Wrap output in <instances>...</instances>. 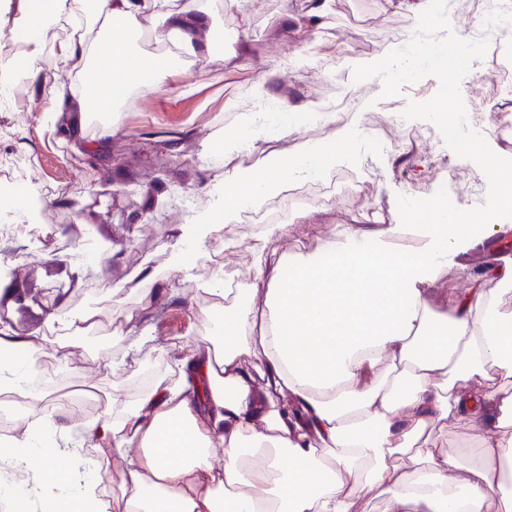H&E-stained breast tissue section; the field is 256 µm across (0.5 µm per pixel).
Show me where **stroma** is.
Instances as JSON below:
<instances>
[{
	"instance_id": "obj_1",
	"label": "stroma",
	"mask_w": 512,
	"mask_h": 512,
	"mask_svg": "<svg viewBox=\"0 0 512 512\" xmlns=\"http://www.w3.org/2000/svg\"><path fill=\"white\" fill-rule=\"evenodd\" d=\"M315 0H202L212 26L198 33L215 55H188L179 72L160 87L133 89L117 112L111 137L98 134L86 120L78 134L49 132L44 113L60 93V65L46 53L34 85L20 95L0 96V158L14 160L11 178L0 190L25 187L42 192L44 213L31 235L0 236V299L17 333L51 318L86 309L98 312L94 335L81 336L68 363L46 350L38 388L61 399L57 377L74 375L76 385L136 399L150 377L169 369L168 355L187 337L206 335L198 315L210 304L205 287L214 267L247 276L251 246L268 224L286 225L288 235L272 240L278 251L314 247L339 224H403L410 203L437 197L441 179L456 173L462 196L487 190L476 152L442 139L434 111L454 104L460 112L486 117L487 148L512 153V103L501 101L492 73L512 69V51L496 47L491 33L469 20L454 0H434L448 26L430 31L424 43L442 56L457 51L460 28L470 30L471 60L454 78L434 64L411 80L365 82L355 63L398 51L397 34L415 30L419 19L391 0H333L320 26L309 23ZM247 33L245 44L225 35ZM354 99L352 122L391 133L395 148L373 155L365 141L337 160L351 174L369 177L352 193L332 189L323 202L281 206L268 198V223L237 221L222 225L195 256L193 278L171 265L180 227L210 207L225 172L250 167L262 155L287 154L321 128L293 127L285 136L267 134L248 157L219 154L215 144L226 132L246 124L254 103L280 112L286 102L327 98ZM106 246L88 258L78 245L86 239ZM489 259L482 244L461 253L433 298L452 302L465 278ZM148 269L150 280L140 271ZM152 292L150 301L142 289ZM138 312L137 323L126 320ZM148 329L152 340L130 349V341ZM123 367L108 368L109 359ZM438 451L459 466L476 463L478 440L465 428L434 433Z\"/></svg>"
}]
</instances>
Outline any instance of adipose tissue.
I'll use <instances>...</instances> for the list:
<instances>
[{
    "label": "adipose tissue",
    "mask_w": 512,
    "mask_h": 512,
    "mask_svg": "<svg viewBox=\"0 0 512 512\" xmlns=\"http://www.w3.org/2000/svg\"><path fill=\"white\" fill-rule=\"evenodd\" d=\"M21 47L0 61V91L36 81L45 34L70 26L57 45L65 75L93 78L102 93L81 89L60 101L45 122L96 103L116 111L129 91L176 73L193 52V36L209 27L198 0H23ZM153 15L176 38L173 50L144 58L136 49L141 20ZM280 133L292 123L329 126L289 155H266L224 177L209 209L179 236L174 263L191 270L220 224L260 206L289 182L316 178L352 154L356 129L340 127L321 104L286 103ZM495 209L512 211V159L481 150ZM417 224H340L311 251L273 255L256 239L253 279L212 293L223 310L205 314L208 335L174 359L175 373L155 375L149 391L115 412L117 395L100 399L81 433L36 418L12 454L26 485L0 482V500L54 512H359L360 499L383 500L385 512H512V261L469 276L446 310L432 295L457 255L476 239L512 232L507 224H475L469 212L422 203ZM47 336L0 328V385L36 391L32 375ZM386 377H379L380 366ZM473 382L456 389L455 380ZM465 426L481 436L480 459L457 481L447 457L429 447L432 430ZM110 448L124 468L103 495L100 467L88 443Z\"/></svg>",
    "instance_id": "obj_1"
}]
</instances>
